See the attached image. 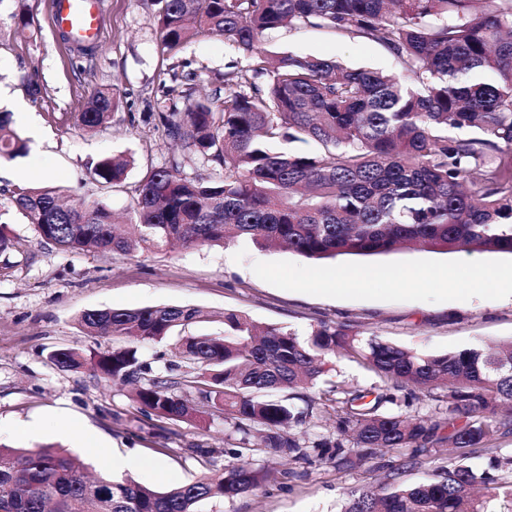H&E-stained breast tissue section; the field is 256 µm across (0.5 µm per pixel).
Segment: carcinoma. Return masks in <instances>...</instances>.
I'll return each instance as SVG.
<instances>
[{"label":"carcinoma","mask_w":512,"mask_h":512,"mask_svg":"<svg viewBox=\"0 0 512 512\" xmlns=\"http://www.w3.org/2000/svg\"><path fill=\"white\" fill-rule=\"evenodd\" d=\"M157 2L166 47L217 32L245 59L198 98L173 78L168 95L184 100L185 110L157 113L184 157L224 176L189 179L175 159L152 167L135 188L125 222L95 199L68 204L51 190L12 191L10 204L45 242L63 251L124 255L172 241L220 245L229 236L260 248L285 245L309 259L411 246L512 254V0ZM301 28L381 44L405 77L315 55L270 56L260 48L268 31ZM113 107L112 91L92 92L78 125L102 126ZM308 140L318 145L312 155L278 148ZM26 151L1 112L0 158ZM132 164L123 155L104 157L94 175L118 186ZM199 318L194 307L163 306L88 310L78 323L90 336L179 337V357L192 371L151 380L137 390L136 402L145 415L170 422L223 414L240 435L224 472L159 491L131 479L90 481L71 456L47 447L0 445V512H198L203 501L255 489L267 474L250 461L253 432L285 462L310 457L289 429L305 422L313 404L302 410L269 392L313 387L338 348L386 383L369 402L367 392H344L336 438L313 445L338 465L352 454L364 462L401 448H483L512 431V349L429 354L328 323L302 339L236 312L224 314L222 336H180ZM52 360L66 370L86 362L74 348L54 351ZM92 367L122 383L144 373L133 347L103 354ZM408 385L436 401V390L448 387L446 412L407 418L380 411ZM477 484L485 486L482 497L471 493ZM498 499L512 512V485L450 462L419 483L394 476L354 490L342 512H491Z\"/></svg>","instance_id":"1"}]
</instances>
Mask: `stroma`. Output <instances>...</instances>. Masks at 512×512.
<instances>
[{"instance_id": "stroma-1", "label": "stroma", "mask_w": 512, "mask_h": 512, "mask_svg": "<svg viewBox=\"0 0 512 512\" xmlns=\"http://www.w3.org/2000/svg\"><path fill=\"white\" fill-rule=\"evenodd\" d=\"M104 34L79 54L55 30L51 0H27L30 17L19 30L15 0H0V112L25 104L39 124L42 146H29L13 159L28 175L0 180L1 189L43 187L75 197L100 199L116 214L129 211L134 189L148 167L168 162L175 150L154 113L167 106L164 92L182 61L198 71L197 94L211 93L235 51L219 35L191 39L176 50L161 39L156 0H103ZM262 46L276 53L311 54L353 67L398 75L402 67L383 46L339 38L314 29L268 32ZM43 92L31 98L25 78ZM113 89L116 106L95 131L78 126L76 117L89 93ZM133 156L135 164L116 188L92 175L102 157ZM0 222L15 246L0 257V442L36 449L53 446L77 459L95 477L115 478L108 459H131L124 476L164 490L188 483L205 472L206 461L223 468L236 447V434L219 413L187 423L148 418L130 387L101 378L90 367L64 370L52 353L78 349L84 357L119 347L115 338L83 333L77 319L87 310L137 309L188 305L203 319L190 335L220 336L224 315L235 311L260 325L285 326L308 335L318 323L347 325L363 335L418 352L445 353L473 345L512 343V255L443 253L401 249L376 256H341L313 261L285 248L258 249L237 238L221 246L138 249L129 255L61 251L46 244L33 225L0 194ZM427 274L414 284L409 274ZM368 274L366 288L326 290L322 281L335 274ZM492 281L479 283L480 273ZM380 378L343 355L327 358V370L309 389L313 414L294 430L312 443L336 435L334 403L319 397L330 387L377 391ZM41 433L28 434L30 423ZM74 428H90L102 439L85 448L67 439ZM447 448L413 453L402 448L380 463L336 465L327 459L280 464L266 451L253 455L255 468L269 477L257 490L232 499L202 502L199 512H340L353 489L377 486L392 470L415 483L436 466L447 464Z\"/></svg>"}]
</instances>
